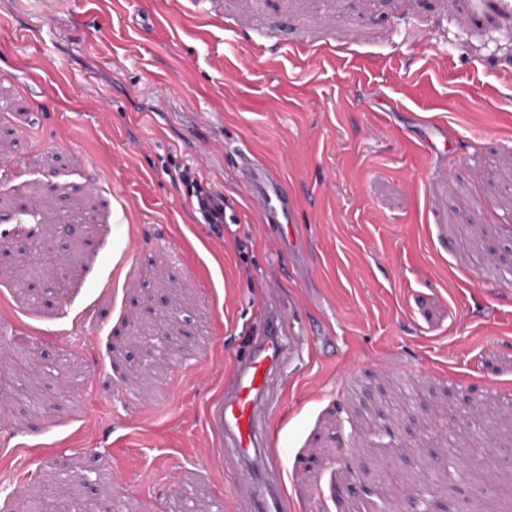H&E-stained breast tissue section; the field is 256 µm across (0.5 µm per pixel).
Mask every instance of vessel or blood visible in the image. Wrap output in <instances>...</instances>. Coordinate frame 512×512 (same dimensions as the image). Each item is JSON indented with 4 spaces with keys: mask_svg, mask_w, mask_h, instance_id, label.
<instances>
[{
    "mask_svg": "<svg viewBox=\"0 0 512 512\" xmlns=\"http://www.w3.org/2000/svg\"><path fill=\"white\" fill-rule=\"evenodd\" d=\"M238 179L263 223L289 224L294 201L284 180L262 162L241 159ZM288 319L266 306L259 339L236 355L234 377L211 406L220 453L232 466L233 491L245 512H278L281 462L273 456L272 422L281 408V372L288 362Z\"/></svg>",
    "mask_w": 512,
    "mask_h": 512,
    "instance_id": "obj_1",
    "label": "vessel or blood"
}]
</instances>
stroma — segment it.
<instances>
[{"mask_svg": "<svg viewBox=\"0 0 512 512\" xmlns=\"http://www.w3.org/2000/svg\"><path fill=\"white\" fill-rule=\"evenodd\" d=\"M2 67L0 375L16 394L26 356L42 407L0 422V512L61 490L242 512L208 408L270 299L293 347L282 512H391L387 473L450 512L492 478L512 512V0H0ZM242 151L287 182L293 224L249 207ZM179 164L223 192L222 229ZM73 210L43 303L18 295L28 231ZM160 294L142 360L137 309ZM452 429L464 471L418 451ZM175 175L180 190L193 203L198 223L211 224L219 230L224 224L226 211L223 192L204 181L200 173L190 165H180Z\"/></svg>", "mask_w": 512, "mask_h": 512, "instance_id": "1", "label": "stroma"}]
</instances>
